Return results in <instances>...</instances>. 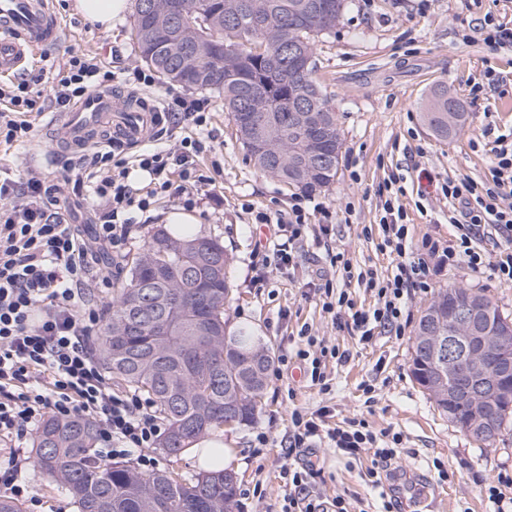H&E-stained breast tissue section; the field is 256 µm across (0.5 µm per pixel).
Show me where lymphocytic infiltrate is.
I'll return each instance as SVG.
<instances>
[{"label": "lymphocytic infiltrate", "mask_w": 512, "mask_h": 512, "mask_svg": "<svg viewBox=\"0 0 512 512\" xmlns=\"http://www.w3.org/2000/svg\"><path fill=\"white\" fill-rule=\"evenodd\" d=\"M462 40L512 52V25L487 14L469 22ZM115 79V72L99 58L82 54L70 57L46 92L23 80L0 81V147L30 140V115L49 107L69 110L93 88ZM209 105L207 98L172 91L163 99L162 110L176 123L201 127ZM205 150L201 140L186 137L177 148L148 150L130 162L116 142L95 151L89 163L66 168L57 177L0 168V442L9 447L0 455V484L14 497L26 493L19 482L17 445L49 413L93 417L99 427L96 453L101 463L132 457L138 465L156 468L151 450L163 423L153 401L113 391L88 344L101 318L97 291L111 285L95 267L96 250L122 254L136 212H147L156 197H173L190 208L208 196L213 179L197 164ZM491 152V183L451 179L441 187L448 222L456 230L446 244L428 235L413 243L399 203L403 190L394 182L385 183L377 248L393 255L395 269L387 277L373 268L357 275L358 285L374 294L375 305L357 307L347 291H335L329 282L316 288L333 322L359 344L372 345L382 335L403 336L411 293L429 290L444 269L464 265L475 272L488 270L500 282L512 284V133L498 135ZM84 196L96 204V222L87 235L70 219L71 198ZM254 221L276 227L263 266L282 272L295 266L308 228L304 199H297L285 213L256 212ZM487 238L492 248L483 247ZM349 357V351L327 346L309 328H301L295 359L319 393L331 390L328 362L342 365ZM334 416L328 405L313 411L294 409L290 450L324 443L354 459L370 454L367 475L373 488H381L403 443L402 433L390 428L378 432L366 420L338 422ZM281 474V512H349L344 494L327 498L314 491L315 462H284Z\"/></svg>", "instance_id": "f902f5d3"}]
</instances>
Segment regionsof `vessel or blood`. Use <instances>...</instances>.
<instances>
[{"label": "vessel or blood", "instance_id": "vessel-or-blood-1", "mask_svg": "<svg viewBox=\"0 0 512 512\" xmlns=\"http://www.w3.org/2000/svg\"><path fill=\"white\" fill-rule=\"evenodd\" d=\"M65 28L48 0H0V72L15 71L30 56L61 43ZM161 126V114L149 103H117L111 91L97 90L50 123L57 150L102 147L112 139L128 146L142 143Z\"/></svg>", "mask_w": 512, "mask_h": 512}]
</instances>
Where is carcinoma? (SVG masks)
Here are the masks:
<instances>
[{"instance_id":"carcinoma-1","label":"carcinoma","mask_w":512,"mask_h":512,"mask_svg":"<svg viewBox=\"0 0 512 512\" xmlns=\"http://www.w3.org/2000/svg\"><path fill=\"white\" fill-rule=\"evenodd\" d=\"M135 0L132 35L140 60L166 82L207 91L224 99L237 138L254 167L290 186L304 189L328 186L336 177L343 146L336 113L308 73L289 67L290 43L315 50L316 38L336 29L347 0H241L246 7L217 27L209 16L224 10L225 0H154L186 25L196 27L203 43H215L216 53L193 58L173 30L166 44L151 47L146 32L155 12ZM248 61L240 77H224V45ZM260 95V107L271 127L285 138L286 153L306 155L309 128L288 119L298 101L314 104V117L328 129L326 154L315 166L320 173L309 182L299 171L276 169L255 151L246 134V96ZM421 118L432 134L448 139L461 132L468 113L462 103L448 113V87L438 85L422 103ZM233 257L216 237L196 232L191 224L168 231L157 226L143 247L124 259L125 275L116 280L104 325L92 342L95 355L110 379L150 397L167 422L161 452L180 456L186 442L224 426V411L234 425H248L257 414L273 360L260 339L230 326L227 307L233 285ZM432 372L428 355L413 345L412 375L426 387ZM449 422L465 410L434 399ZM97 425L89 417L49 416L35 432V465L55 489L73 499L77 512H237V486L224 484L219 470L190 480L166 470L145 474L128 464L100 463L94 453Z\"/></svg>"}]
</instances>
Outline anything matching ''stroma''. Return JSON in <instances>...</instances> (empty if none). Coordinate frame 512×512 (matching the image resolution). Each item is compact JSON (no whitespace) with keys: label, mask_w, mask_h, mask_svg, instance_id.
I'll return each mask as SVG.
<instances>
[{"label":"stroma","mask_w":512,"mask_h":512,"mask_svg":"<svg viewBox=\"0 0 512 512\" xmlns=\"http://www.w3.org/2000/svg\"><path fill=\"white\" fill-rule=\"evenodd\" d=\"M467 15L465 0H348L336 30L319 37L314 77L333 105L343 148L334 181L312 197L329 208L333 230L319 237L322 218L310 215L311 235L294 271L283 274L268 268L261 288L251 285L254 250L257 243H268L273 233L254 225L250 212L288 211L301 191L254 168L223 101L211 99L202 130L211 139V149L200 155L199 165L214 178L215 189L190 214L202 234L219 238L234 257L229 310L233 325L261 337L276 359L294 351L304 326L327 344L351 352L348 363L329 365L330 394L310 387L292 365L283 378L268 376L252 424L225 428L224 441L239 458V512H279L284 495L280 465L288 453L290 414L296 408L312 410L322 404L333 405L337 419L363 417L375 429L391 426L403 432V449L389 469V483L402 487L405 510L419 497L426 501L423 512H490L484 485L501 470L512 472V420L492 446L482 447L439 412L410 369L415 328L435 291L451 285L480 290L512 317V285L464 265L443 271L433 290L411 294L404 337L381 336L367 347L338 329L321 301L303 290L306 283L328 279L356 302L372 304V296L348 276L367 267L386 276L394 268L392 256L376 248L382 214L379 189L389 179H396L404 189L399 202L416 241L428 234L445 242L454 232L441 184L463 178L491 183L486 133L512 132V87L487 101L472 100L470 89L481 80L486 66L512 72V54L490 50L480 42L463 43L459 21ZM61 16L69 36L63 44L43 49L29 64L30 69L42 70V87H49L53 75L76 54L97 56L113 71L138 65L132 12H125L108 31L85 21L72 4ZM437 83L454 90L468 114L464 130L445 141L433 137L421 120V102ZM338 252L349 259L350 270L331 265V255ZM365 384L374 387L373 403L365 401L361 390ZM262 432L269 439L263 448L256 441ZM22 448V474L31 491L23 501L26 512H76L70 497L46 487L35 466L31 441H24ZM312 459L321 470L314 480L318 492L331 496L339 489L347 491L356 512H376L378 503L365 465L325 446L315 448ZM437 460L448 471L446 479H439L433 467Z\"/></svg>","instance_id":"1"}]
</instances>
